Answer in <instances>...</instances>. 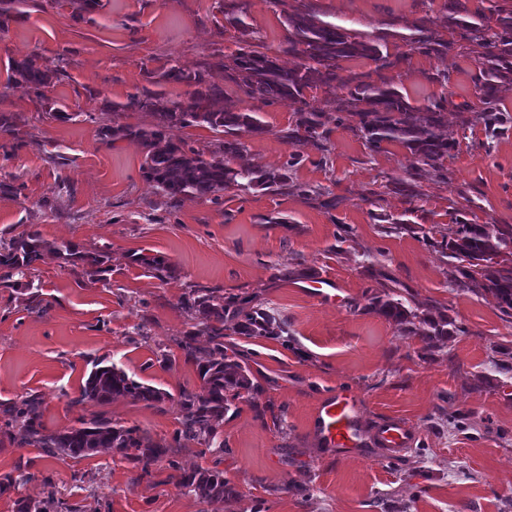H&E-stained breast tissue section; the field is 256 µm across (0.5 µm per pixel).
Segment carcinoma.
I'll return each instance as SVG.
<instances>
[{"label":"carcinoma","mask_w":512,"mask_h":512,"mask_svg":"<svg viewBox=\"0 0 512 512\" xmlns=\"http://www.w3.org/2000/svg\"><path fill=\"white\" fill-rule=\"evenodd\" d=\"M288 52L300 63L285 69L275 56L240 46L224 56L220 67L227 76L244 87L247 95L265 102L293 100L302 104L296 111L294 127L287 138L292 144L312 143L325 149L331 120L348 122L361 134L367 147L377 152L384 143H398L424 166L440 170L450 152L459 147L454 132L447 129L443 109L414 112L391 81H360L347 87V92L333 100V118L324 111L308 108L306 91L331 88L336 80L338 62L344 58L362 56L375 63L379 72L393 66L381 43L359 38L342 27L324 23L307 10L294 7L286 16ZM448 33L461 30L460 39H444L432 33L409 42L410 50L443 54L463 49L464 44L483 49V80L475 85V97L488 111L489 126L499 117L493 112L498 92L512 86V9L492 8L489 12H471L464 0H448ZM160 78L166 82L184 83L192 88L185 102L164 101L157 93L145 91L129 97L125 107L145 112L152 118L147 127L106 125L100 129L102 139L116 137L137 141L144 149V176L173 200L218 196L230 185L260 187L278 191L288 186V169L295 166L296 155L279 169L232 167L229 161L245 150L238 133L260 135L265 125L250 112H231L215 107L223 96L216 85H204L200 73L172 65ZM52 73L42 68L38 57L27 56L9 65L7 82L25 84L40 101L47 100L45 89L52 84ZM174 126H207L227 135L206 159L184 140L174 141L168 131ZM13 225L8 239L0 237V280H11L33 269V265L50 253L66 263L86 266L91 277L102 272L108 259L104 250L83 252L70 242H48L40 233L25 225L16 232ZM446 247L450 257L458 260L450 282L461 287L466 282H480L481 289L492 296L500 311L512 316V225L458 224L448 228ZM181 308L195 322L197 331L179 341L187 358L193 360L202 381L198 392L180 393L177 406L181 429L177 439L193 440L216 451H224L217 424L242 393L254 399L262 393L253 381L247 363L240 355L229 356L224 351V337L244 336L282 338L288 335V325L278 315L247 300L226 297L215 288H193L182 297ZM368 308L420 337L428 348L436 347L440 336L448 335V320L418 313L394 295H374ZM205 333L212 344L209 352L198 355L195 336ZM118 398H131L153 405L170 398V394L130 378L116 365L94 364L81 395L73 401L79 405L93 402L106 405ZM44 399L36 391L18 400L0 404V414L6 428L15 430L12 437L21 445L42 449L48 457L82 458L102 451L118 452L134 464L148 465L168 455L169 449L156 444L136 427L112 422L103 413L80 420V426L47 433L43 427ZM178 485L207 502H222L236 496L217 468H195L180 474ZM17 512H52L54 501L49 498L21 497L16 501Z\"/></svg>","instance_id":"obj_1"}]
</instances>
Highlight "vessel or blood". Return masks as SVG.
Wrapping results in <instances>:
<instances>
[{
    "label": "vessel or blood",
    "mask_w": 512,
    "mask_h": 512,
    "mask_svg": "<svg viewBox=\"0 0 512 512\" xmlns=\"http://www.w3.org/2000/svg\"><path fill=\"white\" fill-rule=\"evenodd\" d=\"M318 435L325 446L340 453L359 452L362 423L357 402L344 394L325 400L319 408ZM375 439L380 447L400 452L408 448L413 435L402 423L390 421L379 428Z\"/></svg>",
    "instance_id": "1"
}]
</instances>
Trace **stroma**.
Instances as JSON below:
<instances>
[{
  "instance_id": "obj_1",
  "label": "stroma",
  "mask_w": 512,
  "mask_h": 512,
  "mask_svg": "<svg viewBox=\"0 0 512 512\" xmlns=\"http://www.w3.org/2000/svg\"><path fill=\"white\" fill-rule=\"evenodd\" d=\"M239 2L251 45L293 67L284 9L295 0ZM302 2L320 21L385 42L399 63L384 75L413 111L444 107L461 144L442 170L396 143L370 151L345 124H330L326 148L289 144L296 104L251 99L219 66L239 46L224 0H102L91 14L69 0H22L0 28V114L18 129L0 132V181L21 189L0 193V234L31 224L47 241L109 253L100 279L50 255L0 286V402L39 392L49 433L104 412L170 447L183 468L223 470L239 492L205 503L177 486L167 461L144 471L115 452L48 457L0 433V477L20 465L32 475L0 495V512L49 491L58 512H512V317L480 285L452 286L453 260L441 247L456 224L512 225V88L498 92L502 120L489 134L474 96L480 52L406 46L420 30L445 33L447 0ZM30 55L55 73L46 95L69 120L48 115L26 85L8 84L9 60ZM174 64L223 88L224 107L265 124L263 134L242 135L241 164L277 168L298 153L286 190L231 185L216 200H172L144 178L139 143L102 141L103 126L150 123L126 109L130 95L186 100V84L160 78ZM373 70L363 57L341 60L333 93L308 92L310 108L331 111L333 95ZM112 103L123 112H108ZM143 256L163 259L166 277L140 264ZM325 283L334 301L319 297ZM34 286L47 302L39 313L27 307ZM193 288L253 299L288 321L285 343L236 337L264 392L225 413L221 453L174 439L176 396L201 386L177 345L192 326L180 300ZM391 290L407 308L448 315L457 333L424 350L367 310L370 296ZM98 360L168 400L79 403ZM338 393L357 401L367 433L397 419L414 444L396 456L323 446L317 409Z\"/></svg>"
}]
</instances>
